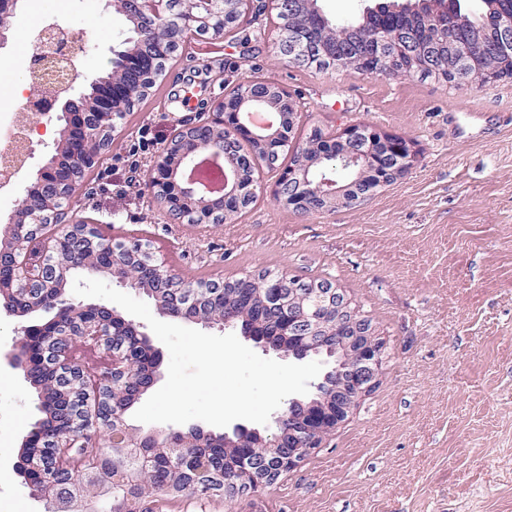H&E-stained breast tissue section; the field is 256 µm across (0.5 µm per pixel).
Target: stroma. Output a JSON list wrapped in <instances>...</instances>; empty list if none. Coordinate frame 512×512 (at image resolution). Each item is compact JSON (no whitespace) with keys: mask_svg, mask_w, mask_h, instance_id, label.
<instances>
[{"mask_svg":"<svg viewBox=\"0 0 512 512\" xmlns=\"http://www.w3.org/2000/svg\"><path fill=\"white\" fill-rule=\"evenodd\" d=\"M57 22L84 48L78 85L111 67L129 35L106 0H20L0 69L26 80L35 28ZM260 22L239 40L195 38L77 188L70 210L105 237L150 243L177 279L235 282L269 272L338 288L382 343L377 385L291 471L232 500L150 497V512H512V79L466 89L434 78L282 65ZM258 76L301 103L297 139L364 123L407 140L408 171L372 197L303 213L272 197L223 224L173 219L145 188L151 160L183 125L209 120L226 86ZM55 115L30 136L0 228L47 161ZM37 312L0 309V512H45L15 467L40 420L27 373L5 356Z\"/></svg>","mask_w":512,"mask_h":512,"instance_id":"35a3bbf8","label":"stroma"}]
</instances>
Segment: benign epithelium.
<instances>
[{
  "label": "benign epithelium",
  "instance_id": "1",
  "mask_svg": "<svg viewBox=\"0 0 512 512\" xmlns=\"http://www.w3.org/2000/svg\"><path fill=\"white\" fill-rule=\"evenodd\" d=\"M107 6L138 22L151 24L152 34L140 36L137 41L127 39V47L116 52L120 66L115 72L112 89L86 97L75 88L77 74L69 70L60 78L47 70L48 62L59 59V52L67 46L65 32L58 24L44 25L39 33V54L30 69L31 77L40 80L42 96L40 111L52 112L63 103L58 119L63 121L60 138L54 144V154L38 171L36 180L25 190L0 236V301L19 298L29 311L44 309L48 297L65 296V288L72 271L81 270L90 275L107 273L124 286L139 280L151 287L145 293L156 300L161 312L169 317H179L204 324L224 327L238 326L235 318L213 319L199 311L177 315L163 307L162 298L170 290L179 293L187 307L200 306L206 296L216 297L224 285L214 284L199 289L185 284L146 256L138 242H114L89 232L80 220L66 219V212L54 206L81 173L95 166L101 151L109 146L111 133L119 121L116 104L125 98L122 79L130 72L144 68L145 63L168 53V37L164 29L195 33L206 26L214 35H222L228 25L224 13V0H186L183 8L172 7V0H106ZM19 0H0V49L7 44L12 19L17 15ZM306 24L293 28L288 36L275 32V42L280 60L286 63H305L309 57L300 53L304 47L306 31L320 35L326 44L327 29L323 14L313 0H307ZM428 25L437 36L450 40L465 22V16L445 7L426 16ZM499 34L498 52L512 53V16L502 14L493 19ZM484 31H478L472 44L459 48L448 57V77L458 86L474 88V77L484 73V55L479 50ZM372 54L361 63L368 65L367 73L381 74L374 61L387 64L400 76L407 77L413 70L402 64V58L415 60L417 70L434 68V54L430 44H415L389 34L373 37ZM241 96L233 101L224 98L213 102L212 118L201 124L185 125L178 129L169 146L152 161L148 171V188L151 195L174 216L192 210L191 223L213 224L224 215L228 207L237 206L246 195L256 193L257 186L244 184L239 179V162L233 159L234 143L250 139L264 150L268 160H273L284 145L287 133L281 124L273 121L257 124L248 119L254 113H269L286 106L289 118L297 124L300 102L286 89L276 87L277 96H271L270 83L246 76L239 81ZM339 137L344 150L336 156L341 166L357 172L356 181L372 176L377 187H382L402 176L411 166L413 153L408 141L382 133L367 125H351L339 135L325 134L316 144L331 142ZM202 152L210 154L224 167V185L212 188L189 175V166ZM326 157L321 152L305 163V168L290 166L275 180L274 199L306 213L331 211L347 207L367 198L365 194L351 193V187L335 180H317L308 173V167ZM250 299L273 307L284 321L283 329L275 335H266L262 325L253 323L243 330L242 337L273 351L282 357L302 361L312 356L325 355L334 359V366L326 371L313 393L307 398H294L288 408L275 418L277 432L270 437L244 425L233 431L216 434L195 426L188 430L201 438L224 441V449L248 448L250 452L238 458L242 478L224 480V495L234 497L255 493L274 483L281 474L292 470L319 447L322 439L342 423L361 397L377 382L382 363V344L374 336L370 320L350 308L344 295L328 283H312L300 279H267L265 287L256 289ZM132 336L143 344L147 334L138 326L113 310L99 304L78 303L77 312L69 313L66 320L54 316L42 325L28 326L23 338L5 359L9 365L25 371L35 366L55 372V385L70 391L82 382V377L69 358V345L73 340L91 341L112 355V376L125 396L140 398L154 383L155 376L144 378L131 353H123L127 340L118 336ZM66 413L72 429L51 440L30 435L16 462V469L28 481L45 479L48 469L59 473L68 468L69 454L75 447L97 443L98 432L104 428L112 431L116 414L103 397L101 385H88L81 398L68 403ZM151 447L169 458H176L178 465L193 474V484L209 486L214 476L205 466L198 465L195 449L181 442V431H151Z\"/></svg>",
  "mask_w": 512,
  "mask_h": 512
}]
</instances>
